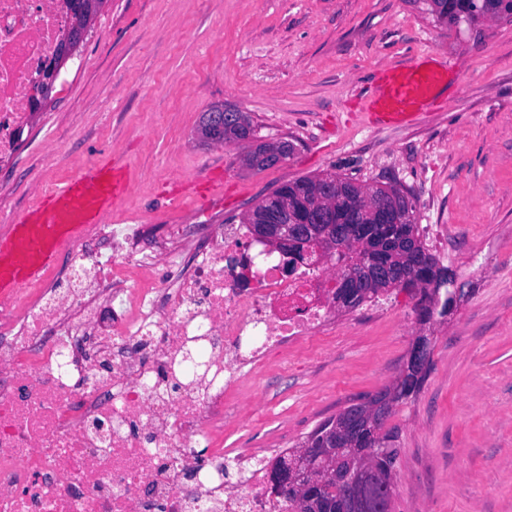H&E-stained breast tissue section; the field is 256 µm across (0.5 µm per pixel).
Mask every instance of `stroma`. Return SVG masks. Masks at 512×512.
Listing matches in <instances>:
<instances>
[{
	"label": "stroma",
	"mask_w": 512,
	"mask_h": 512,
	"mask_svg": "<svg viewBox=\"0 0 512 512\" xmlns=\"http://www.w3.org/2000/svg\"><path fill=\"white\" fill-rule=\"evenodd\" d=\"M432 49L453 72L412 127L375 128L358 96L374 72ZM250 115L257 142L293 153L255 171L235 144L202 141L203 112ZM133 171L115 224L158 239L177 224H236L282 183L337 173L402 188L426 247L456 273L454 310L420 324L415 297L336 314V334L271 356L233 400L213 450L292 448L391 385L416 337L431 366L385 426L399 450L391 512H512V23L449 29L424 0H104L50 98L0 168L9 211L89 163Z\"/></svg>",
	"instance_id": "35a3bbf8"
}]
</instances>
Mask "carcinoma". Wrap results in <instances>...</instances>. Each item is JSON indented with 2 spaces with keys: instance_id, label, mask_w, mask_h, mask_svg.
<instances>
[{
  "instance_id": "carcinoma-1",
  "label": "carcinoma",
  "mask_w": 512,
  "mask_h": 512,
  "mask_svg": "<svg viewBox=\"0 0 512 512\" xmlns=\"http://www.w3.org/2000/svg\"><path fill=\"white\" fill-rule=\"evenodd\" d=\"M430 12L437 21L450 28L462 22L475 24L483 19H497L505 9H512V0H427ZM268 144L260 143L243 158L250 169L266 170L274 167L264 154ZM325 197L326 220L324 224L334 225L340 249L330 253L331 260L339 265L337 278L340 286L336 295L349 292L347 286L358 284L365 291L359 299L364 302L386 289L413 291L419 294L414 306L420 322L425 323L434 314L440 287L453 280V274L446 267L439 266L437 259L428 252L416 235L414 207L407 196L395 186L382 189L365 186L349 178L336 176V183L328 195H323L319 176H304L278 186L269 196L262 198L254 211L288 208L292 218L316 205L319 197ZM424 257L421 284L414 286L408 281L398 280L397 274L412 271L410 263L416 256ZM378 261L389 267L396 276L389 281L369 282L368 271L372 262ZM431 361H426L417 372L401 375L393 385L375 395L364 398L368 402L378 397L389 400V408L408 400L416 399L421 391ZM360 404H353L336 416L321 422L304 440L319 447L322 434L354 412ZM392 432L379 436L382 455L373 460L374 468L384 472L394 470L398 449L392 447ZM343 488L339 480H328L315 488L316 500L308 505L290 495L284 499L295 507V512H315V508H333L339 512L342 507ZM393 482L381 485L368 480L360 487V494L368 509H375L380 503L391 502Z\"/></svg>"
}]
</instances>
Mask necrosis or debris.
I'll return each instance as SVG.
<instances>
[{
  "mask_svg": "<svg viewBox=\"0 0 512 512\" xmlns=\"http://www.w3.org/2000/svg\"><path fill=\"white\" fill-rule=\"evenodd\" d=\"M72 16L67 0H0V161ZM176 233L97 225L0 300V512H292L264 458L199 451L245 376L326 335L336 278L312 257L284 273L242 223Z\"/></svg>",
  "mask_w": 512,
  "mask_h": 512,
  "instance_id": "necrosis-or-debris-1",
  "label": "necrosis or debris"
}]
</instances>
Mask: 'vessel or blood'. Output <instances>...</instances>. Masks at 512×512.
<instances>
[{
    "mask_svg": "<svg viewBox=\"0 0 512 512\" xmlns=\"http://www.w3.org/2000/svg\"><path fill=\"white\" fill-rule=\"evenodd\" d=\"M448 70L447 59L432 51L381 70L376 86L362 95L365 119L383 128L418 123L435 106V91L446 82ZM131 177L126 165L95 162L12 214L0 232V299L42 281L69 242L103 223Z\"/></svg>",
    "mask_w": 512,
    "mask_h": 512,
    "instance_id": "1",
    "label": "vessel or blood"
}]
</instances>
